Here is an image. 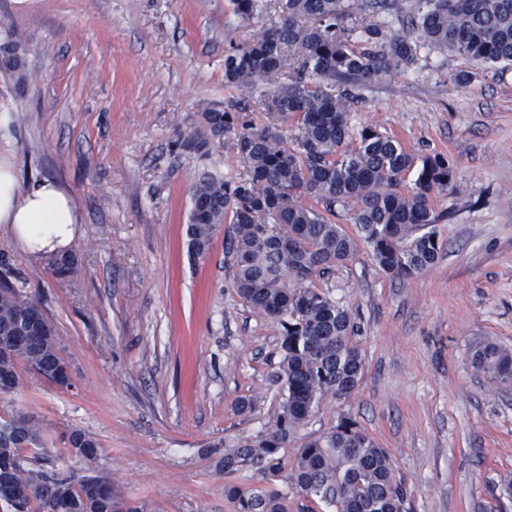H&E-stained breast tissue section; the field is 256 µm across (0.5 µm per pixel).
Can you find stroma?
Listing matches in <instances>:
<instances>
[{
	"label": "stroma",
	"mask_w": 512,
	"mask_h": 512,
	"mask_svg": "<svg viewBox=\"0 0 512 512\" xmlns=\"http://www.w3.org/2000/svg\"><path fill=\"white\" fill-rule=\"evenodd\" d=\"M251 23L229 0H0V30L25 48L28 85L0 72V151L21 186L55 181L82 222L69 247L78 272L52 277L0 227V255L53 322L70 384L21 370L0 415L41 427L47 458L85 475L63 433L102 446L103 474L138 512H234L219 464L225 445L265 429L282 389L281 336L238 297L216 231L192 258L185 228L200 182L232 181L245 166L231 138L206 140L203 112L238 98L254 125L258 92L224 83V51L277 21ZM470 62L422 53L402 73L367 84L353 130L373 125L454 166L456 192L435 194L443 253L432 268L393 279L361 247L314 278L354 312L364 370L345 404L326 400L299 437L347 415L388 451L409 512H512V386L471 364L475 344L512 348V68L453 76ZM251 412L236 410L239 399Z\"/></svg>",
	"instance_id": "35a3bbf8"
}]
</instances>
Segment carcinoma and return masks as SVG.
I'll list each match as a JSON object with an SVG mask.
<instances>
[{"label": "carcinoma", "mask_w": 512, "mask_h": 512, "mask_svg": "<svg viewBox=\"0 0 512 512\" xmlns=\"http://www.w3.org/2000/svg\"><path fill=\"white\" fill-rule=\"evenodd\" d=\"M281 22L224 51V80L263 91L268 124L246 120L244 102L202 114L210 139L231 136L246 172L237 180L210 178L196 189L186 227L189 254L208 252L216 230L228 224L225 253L232 282L257 315L276 324L283 355L277 410L268 427L224 447V474L255 469L267 477L283 466L281 450L321 403H345L362 375L360 326L352 310L311 285L310 278L351 262L365 244L389 277L404 279L434 266L442 243L432 206L435 193L457 189L443 155L417 154L400 139L372 127L353 132L356 91L398 73L424 48L449 52L493 68L512 65V0H415L408 24L416 37L390 36L371 18L399 17L398 0H272ZM249 22L262 0H230ZM0 69L21 87L28 80L16 32L4 30ZM296 122L294 144L283 126ZM415 174L410 189L406 177ZM307 197L315 202H301ZM345 214L348 232L335 218ZM48 271L65 279L78 270L72 253L56 254ZM473 367L512 384V350L476 345ZM51 383L69 385L53 324L28 296L25 282L0 259V393L20 386L19 367ZM90 476L74 477L39 461L46 453L40 428L21 411L0 416V486L28 491L0 497V512H115L121 499L111 479L96 474L102 448L81 428L66 435ZM292 491L228 482L234 512H406V489L388 452L347 416L295 448Z\"/></svg>", "instance_id": "obj_1"}]
</instances>
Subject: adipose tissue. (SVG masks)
<instances>
[{
	"label": "adipose tissue",
	"instance_id": "ef3b65f1",
	"mask_svg": "<svg viewBox=\"0 0 512 512\" xmlns=\"http://www.w3.org/2000/svg\"><path fill=\"white\" fill-rule=\"evenodd\" d=\"M81 218L69 193L43 180L20 187L9 155L0 154V226L32 256L65 252Z\"/></svg>",
	"mask_w": 512,
	"mask_h": 512
}]
</instances>
